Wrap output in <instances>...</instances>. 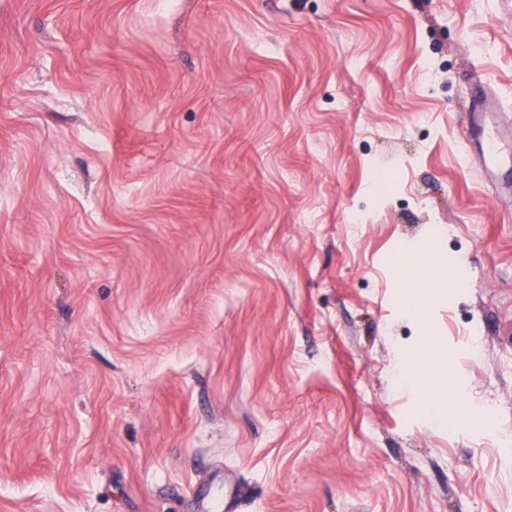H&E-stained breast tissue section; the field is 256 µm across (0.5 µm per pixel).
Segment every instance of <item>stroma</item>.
<instances>
[{
  "label": "stroma",
  "mask_w": 512,
  "mask_h": 512,
  "mask_svg": "<svg viewBox=\"0 0 512 512\" xmlns=\"http://www.w3.org/2000/svg\"><path fill=\"white\" fill-rule=\"evenodd\" d=\"M505 433L512 0H0V512H512ZM196 503L195 510L196 512H222L224 510H236L235 502H227L224 504V501L218 500L214 498L211 494V491L207 487H198L195 492Z\"/></svg>",
  "instance_id": "obj_1"
}]
</instances>
